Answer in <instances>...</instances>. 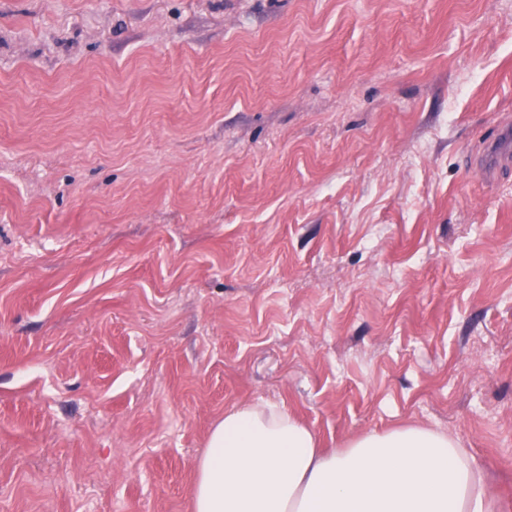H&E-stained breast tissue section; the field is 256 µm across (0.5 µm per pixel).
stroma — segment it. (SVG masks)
<instances>
[{
	"mask_svg": "<svg viewBox=\"0 0 512 512\" xmlns=\"http://www.w3.org/2000/svg\"><path fill=\"white\" fill-rule=\"evenodd\" d=\"M507 123L512 0H0V512H190L263 401L512 506ZM510 147L512 148V129L510 125L501 126L497 135L488 140L471 159L470 165L492 179L510 162Z\"/></svg>",
	"mask_w": 512,
	"mask_h": 512,
	"instance_id": "obj_1",
	"label": "stroma"
}]
</instances>
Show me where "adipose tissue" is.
Returning <instances> with one entry per match:
<instances>
[{
	"instance_id": "obj_1",
	"label": "adipose tissue",
	"mask_w": 512,
	"mask_h": 512,
	"mask_svg": "<svg viewBox=\"0 0 512 512\" xmlns=\"http://www.w3.org/2000/svg\"><path fill=\"white\" fill-rule=\"evenodd\" d=\"M483 470L448 432L409 426L319 448L274 403L226 411L210 431L191 512H494Z\"/></svg>"
}]
</instances>
